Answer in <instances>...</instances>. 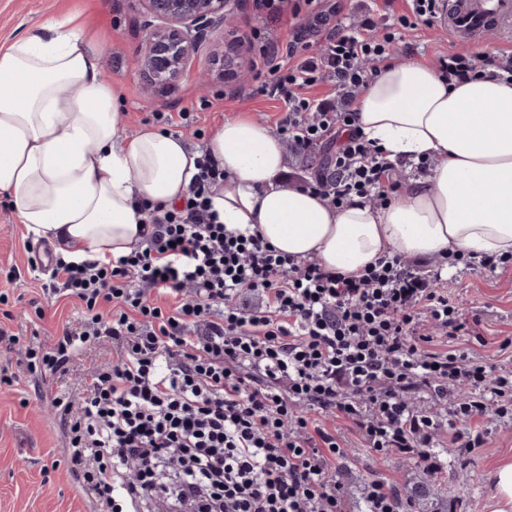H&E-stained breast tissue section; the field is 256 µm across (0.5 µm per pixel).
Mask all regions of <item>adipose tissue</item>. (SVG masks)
<instances>
[{
	"label": "adipose tissue",
	"mask_w": 512,
	"mask_h": 512,
	"mask_svg": "<svg viewBox=\"0 0 512 512\" xmlns=\"http://www.w3.org/2000/svg\"><path fill=\"white\" fill-rule=\"evenodd\" d=\"M102 56L68 18L0 48V197L27 231L63 241L65 259L129 254L141 204L181 203L204 151L224 170L211 199L227 228L330 271L512 253V84L451 82L419 60L381 67L356 100L361 131L390 160L436 164L384 206L339 208L283 181L285 148L254 119L224 121L199 149L150 126L118 137L125 112Z\"/></svg>",
	"instance_id": "adipose-tissue-1"
}]
</instances>
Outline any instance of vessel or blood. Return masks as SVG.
I'll return each mask as SVG.
<instances>
[{"label":"vessel or blood","instance_id":"vessel-or-blood-1","mask_svg":"<svg viewBox=\"0 0 512 512\" xmlns=\"http://www.w3.org/2000/svg\"><path fill=\"white\" fill-rule=\"evenodd\" d=\"M448 31L460 43L512 24V0H447Z\"/></svg>","mask_w":512,"mask_h":512}]
</instances>
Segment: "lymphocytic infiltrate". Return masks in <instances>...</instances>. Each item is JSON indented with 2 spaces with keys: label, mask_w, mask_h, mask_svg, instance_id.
<instances>
[{
  "label": "lymphocytic infiltrate",
  "mask_w": 512,
  "mask_h": 512,
  "mask_svg": "<svg viewBox=\"0 0 512 512\" xmlns=\"http://www.w3.org/2000/svg\"><path fill=\"white\" fill-rule=\"evenodd\" d=\"M256 7L293 21L285 47L253 36L269 74L260 90L286 107L283 144L324 154L301 186L339 208L384 204L402 187L399 165L365 139L354 103L394 62L403 30L431 24L436 0H412L379 31L332 27L316 45L303 23L326 19L314 0ZM436 68L512 81V52L457 51ZM319 86L325 97H308ZM197 169L182 206L142 207L131 253L54 255L41 287L83 308L35 354L41 374L65 376L102 339L114 349L83 371L78 399L53 401L92 512H143L156 499L171 512H350L335 471L352 441L430 472L434 447L472 452L512 426V339L493 364L452 348L482 339V319L463 314L441 272L386 255L346 276L283 255L227 230L210 200L224 171L205 154Z\"/></svg>",
  "instance_id": "1"
}]
</instances>
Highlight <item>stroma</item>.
I'll return each instance as SVG.
<instances>
[{"instance_id":"35a3bbf8","label":"stroma","mask_w":512,"mask_h":512,"mask_svg":"<svg viewBox=\"0 0 512 512\" xmlns=\"http://www.w3.org/2000/svg\"><path fill=\"white\" fill-rule=\"evenodd\" d=\"M332 8V23L369 22L376 27L393 23L409 13L410 0H322ZM79 11L91 33L101 37L106 47V78L123 98L126 112L124 132L133 134L151 125L183 134L195 147L202 146L225 120L253 117L275 126L284 115L282 102L256 92V82H217L199 90L194 76L182 77L168 88L146 84L137 68V57L145 39L146 15L141 0H0V46L10 44L27 30L68 11ZM400 59L435 63L438 54L457 51L440 22L404 32L399 44ZM189 113L193 123L182 128L179 122H165V114ZM38 237L17 224L10 206L0 199V293L8 296L0 303V325L9 327L22 344L10 350L0 346V512H90V504L70 470L62 443L60 422L53 398L77 395V376L46 378L30 372L23 346L48 347L53 336L67 322L81 314L78 301H54L43 297L29 266ZM14 265L20 277L7 283L4 266ZM448 293L464 312L480 314L485 345L476 351L495 358L500 341L512 337V271L490 274L483 270L448 271ZM39 300L45 311L37 318L31 305ZM459 451H435L438 468L426 474L413 462L378 457L365 449L352 448L336 463V477L342 482L353 512H364L363 492L373 478L396 483L401 491L426 483L434 490L447 488V497L431 495L416 503L417 512H485L490 493V474L502 459L512 457V433L497 434L491 447L475 453L468 468H460Z\"/></svg>"}]
</instances>
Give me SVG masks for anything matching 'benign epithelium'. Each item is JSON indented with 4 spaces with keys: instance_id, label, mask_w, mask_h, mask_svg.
Wrapping results in <instances>:
<instances>
[{
    "instance_id": "benign-epithelium-1",
    "label": "benign epithelium",
    "mask_w": 512,
    "mask_h": 512,
    "mask_svg": "<svg viewBox=\"0 0 512 512\" xmlns=\"http://www.w3.org/2000/svg\"><path fill=\"white\" fill-rule=\"evenodd\" d=\"M150 20L137 67L151 85H172L187 71L216 25L235 18L243 0H142ZM249 72L245 42L224 39L212 51V68L199 75L200 88L242 83Z\"/></svg>"
}]
</instances>
